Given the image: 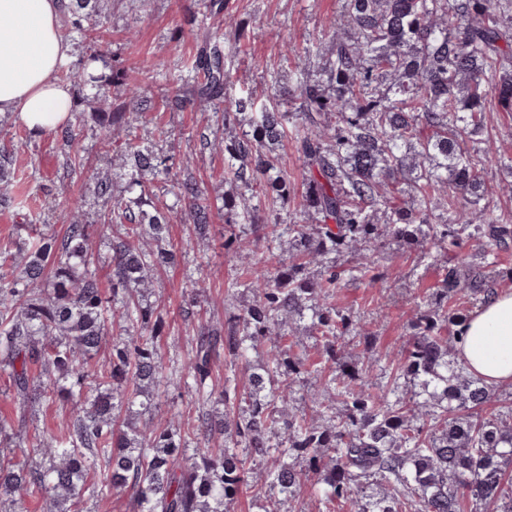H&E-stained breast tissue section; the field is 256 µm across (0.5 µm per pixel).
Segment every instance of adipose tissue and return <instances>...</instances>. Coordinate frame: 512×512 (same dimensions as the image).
<instances>
[{
    "mask_svg": "<svg viewBox=\"0 0 512 512\" xmlns=\"http://www.w3.org/2000/svg\"><path fill=\"white\" fill-rule=\"evenodd\" d=\"M70 0H0V114L35 131H56L71 112L58 71L73 48L61 34ZM461 362L489 383H512V290L500 289L471 313L458 343Z\"/></svg>",
    "mask_w": 512,
    "mask_h": 512,
    "instance_id": "obj_1",
    "label": "adipose tissue"
}]
</instances>
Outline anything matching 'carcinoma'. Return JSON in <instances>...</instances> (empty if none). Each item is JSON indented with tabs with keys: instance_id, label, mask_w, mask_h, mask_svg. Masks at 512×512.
Returning <instances> with one entry per match:
<instances>
[{
	"instance_id": "carcinoma-1",
	"label": "carcinoma",
	"mask_w": 512,
	"mask_h": 512,
	"mask_svg": "<svg viewBox=\"0 0 512 512\" xmlns=\"http://www.w3.org/2000/svg\"><path fill=\"white\" fill-rule=\"evenodd\" d=\"M112 0H73L65 35L87 37L84 23ZM288 83L296 111L260 105L252 94L228 97L233 74L224 34L208 29L191 65L192 101L224 105V154L235 190L224 195V222L242 235L224 254L242 272L233 283L251 304L198 322L182 361L165 363L166 322L147 303L152 272L174 260L169 224L208 229L213 209L176 163L140 146L123 112L103 113V148L118 150L127 170L97 176L113 199L104 223L120 228L112 243V291L105 296L90 250L94 227L78 213L66 231L36 233L32 246L0 251V369L9 374L20 415L0 418V512H20L42 494L48 512H80L109 493L129 512H229L249 491L257 512L293 505L307 493L325 508L348 501L354 512H512V407H491L494 390L455 360L469 314L448 302L483 303L512 268L461 257L408 322L409 336L391 385L364 381L363 360L346 347L361 326L331 303L342 276L385 280L375 253L396 243L435 261L443 251L483 244L487 255L512 247V215L481 207L487 177L501 157L476 141L486 113L512 112V0H342L339 17L318 36L289 49ZM64 78L99 88L106 77L87 67ZM292 138L303 160L301 209L290 212L291 182L274 149ZM177 185L176 203L159 210L148 184ZM286 218L257 223L260 207ZM293 254L270 266L282 239ZM347 254L350 267L336 269ZM186 304L207 299L205 279L185 273ZM305 321L321 343L309 364L291 352L292 322ZM118 338L107 343L112 329ZM270 343L263 360L249 353ZM94 371L88 365L99 355ZM229 359L224 385L214 368ZM249 371L236 383L235 367ZM315 380L291 407L297 383ZM194 398L196 416L175 413L163 426L152 413L169 386ZM49 398L65 407L56 432L24 440L29 407ZM221 405L224 413L212 407ZM104 464L102 478H89ZM376 483L377 495H359Z\"/></svg>"
}]
</instances>
